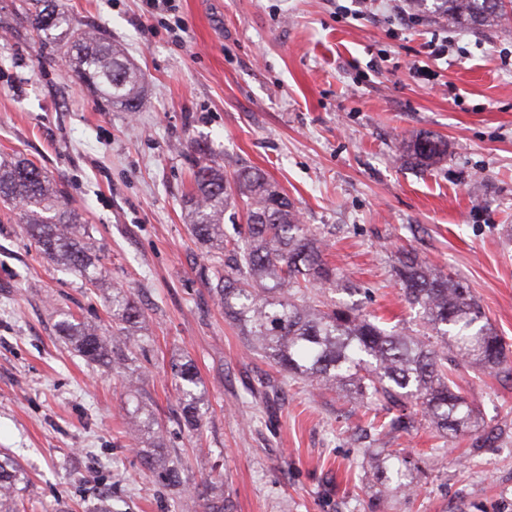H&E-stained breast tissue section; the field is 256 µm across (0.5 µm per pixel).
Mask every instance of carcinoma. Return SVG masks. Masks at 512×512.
<instances>
[{
    "mask_svg": "<svg viewBox=\"0 0 512 512\" xmlns=\"http://www.w3.org/2000/svg\"><path fill=\"white\" fill-rule=\"evenodd\" d=\"M26 19L42 42L64 48L68 71L98 88L112 106L134 113L142 103L144 75L122 45L100 32L75 27L55 0H31ZM433 12L456 25L480 29L501 23L505 10L493 0H433ZM403 156L430 167L446 153L432 137L409 141ZM64 189L43 168L16 155L0 159V204L19 210L22 230L50 261L79 276L86 285L105 290L101 258L89 225L65 202ZM189 231L206 248L208 288L224 317L247 337L250 350L295 378L343 393L358 406H381L368 426L379 435L407 433L427 426L446 441L468 440L475 456L495 443L501 431L485 425L474 399L453 380L461 366L479 373L498 371L509 347L488 322L479 300L459 278L408 255L395 277L408 305L419 310L421 328L388 331L352 305L323 300L324 290L342 281L324 259L326 244L301 222L294 203L256 169L241 168L232 177L224 166L199 153L188 194ZM244 212L246 224L232 238L224 234V213ZM111 337L102 328L63 315L56 328L90 363L122 375L123 410L134 438L154 431L141 373L131 369L139 344H114L131 336L141 310L126 292L104 296ZM181 419L201 432V404L207 393L195 366L172 367ZM366 465L384 474L396 493H410L414 478L401 454L382 448L366 450ZM22 465L0 452V512H18ZM201 512H229L224 496L197 490Z\"/></svg>",
    "mask_w": 512,
    "mask_h": 512,
    "instance_id": "1",
    "label": "carcinoma"
}]
</instances>
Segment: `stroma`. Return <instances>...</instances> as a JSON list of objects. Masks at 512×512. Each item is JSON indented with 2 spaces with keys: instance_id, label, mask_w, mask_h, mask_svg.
I'll list each match as a JSON object with an SVG mask.
<instances>
[{
  "instance_id": "obj_1",
  "label": "stroma",
  "mask_w": 512,
  "mask_h": 512,
  "mask_svg": "<svg viewBox=\"0 0 512 512\" xmlns=\"http://www.w3.org/2000/svg\"><path fill=\"white\" fill-rule=\"evenodd\" d=\"M63 2L143 70L142 107L112 108L31 35L25 0H0V157L22 153L64 185L107 287L143 307L145 390L186 485L175 493L143 470L123 434L120 378L56 331L67 312L107 324L102 297L0 207V450L30 478L20 512H194L206 479L223 482L231 512H512V362L454 376L503 429L497 447L469 459L467 440L425 427L353 441L364 408L280 372L225 320L184 208L197 149L229 176L261 170L326 239L345 281L328 302L416 326L394 273L411 249L465 281L512 344V20L478 32L425 16L396 24L389 0L362 18L338 12L350 0H180L178 41L147 0ZM444 31L447 57H429ZM424 136L446 144L426 170L399 155ZM187 360L208 388L198 436L178 420L171 375ZM366 448L417 460L415 495L383 493Z\"/></svg>"
}]
</instances>
